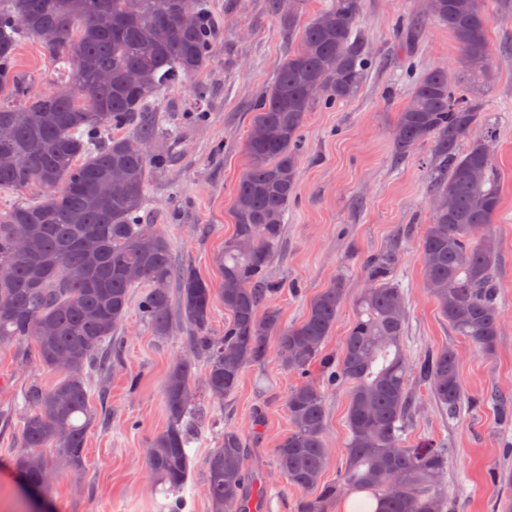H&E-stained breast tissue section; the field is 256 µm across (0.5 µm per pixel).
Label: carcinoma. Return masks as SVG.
<instances>
[{
	"instance_id": "1",
	"label": "carcinoma",
	"mask_w": 512,
	"mask_h": 512,
	"mask_svg": "<svg viewBox=\"0 0 512 512\" xmlns=\"http://www.w3.org/2000/svg\"><path fill=\"white\" fill-rule=\"evenodd\" d=\"M303 0H271L281 25L292 31ZM441 0L429 18L448 28L458 49L462 79L434 68L416 80L398 113L392 146L407 159L430 144L429 194L452 206L430 210L418 252L424 285L448 328L482 355L495 352L501 320L496 267L489 233L500 206L492 145L497 117L471 87L491 73L483 0ZM0 0V87L13 104L0 103V189L44 191L36 204L0 210V345L30 340L44 366L61 374L49 389L28 394L31 412L22 428L20 475L43 494L54 468L82 467L85 439L95 421L90 376L102 374L112 336L143 288L138 308L160 338L182 322L192 348L206 359L203 392L212 404L238 386L244 369L265 360L268 340L283 370L303 377L286 398L291 429L274 448L288 484L305 493L297 512H333L352 494L376 503L375 512H448V449L432 439L403 440L414 406L411 376L429 389L448 419L468 404L454 348L418 363L408 356L407 301L397 280L400 248L366 256V287L331 381L350 386L348 440L336 480L321 482L329 465L324 394L306 380L310 368L330 366L323 346L344 297L345 281L315 296L303 317L282 323L269 304L279 285L268 269L284 234L288 203L296 194L302 135L309 112L353 98L371 68L355 23L363 0H329L303 26L297 47L274 83L255 104L251 129L267 127L264 141L247 136L248 165L236 188L234 232L224 242L215 289L192 268L174 269L171 244L145 223L149 172L166 157L146 144L162 116V91L185 84L209 65L215 28L204 0ZM35 39L70 79L41 92L14 70L16 47ZM108 74L110 80L102 79ZM249 241L242 249L238 241ZM178 282L173 299L172 282ZM229 319L224 335H209L215 300ZM64 353L69 362L57 363ZM199 402L191 365L173 366L163 388L167 426L150 444L148 467L162 486L168 512H183L181 495L197 434ZM54 448L52 461L41 452ZM211 512H251L263 489L250 483L241 432L228 427L205 462Z\"/></svg>"
}]
</instances>
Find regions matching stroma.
I'll return each mask as SVG.
<instances>
[{"label": "stroma", "mask_w": 512, "mask_h": 512, "mask_svg": "<svg viewBox=\"0 0 512 512\" xmlns=\"http://www.w3.org/2000/svg\"><path fill=\"white\" fill-rule=\"evenodd\" d=\"M218 23L209 68L196 77L205 87L195 99L191 86L160 97L157 108L174 139L158 136L148 151L168 160L146 185L145 220L159 225L170 241L175 267L193 268L220 287L218 259L234 230L237 181L248 164L245 142L254 117L252 106L274 82L294 41L268 9V0H208ZM492 22L489 43L493 67L480 94L487 111L498 118L492 150L499 172L501 207L492 233L499 242L497 282L501 326L493 355L477 353L453 335L424 286L418 245L429 217L428 145L399 160L391 137L411 86L399 78L406 54L418 72L454 64L458 50L447 29L424 17L425 0H364L356 28L373 67L349 101L310 112L303 134L296 197L288 204L285 233L268 271L279 284L272 304L283 323L298 321L310 300L343 277L346 284L336 325L328 337L327 356L340 357L354 319V300L364 288L361 260L399 246V279L409 310L406 345L411 358L445 347L456 349L459 371L470 406L449 420L420 382H412L415 414L409 441L436 440L447 448L450 512H501L512 490L500 481L512 473V14L501 0H486ZM417 18L411 49H402L392 29L397 16ZM17 68L29 76L33 90L58 81L61 71L39 44L21 43ZM205 116L195 120L193 109ZM191 331L177 325L161 339L130 307L118 332V356L104 385H93L96 419L86 435L79 473L59 469L47 497L56 512H162L165 496L156 489L147 464L153 437L167 423L162 389L171 367L191 360L202 378L205 360L189 344ZM57 373L38 359L33 342L0 346V512H29L16 477L21 431L29 411L31 387H48ZM309 379L325 395L326 441L331 451L325 481L335 480L348 439L349 388L323 381L320 366ZM297 376L284 371L275 355L245 368L237 389L203 419L190 446V475L183 495L185 512H210L205 490V460L227 427L242 430L245 467L266 488L261 512H296L301 493L276 467L274 448L290 428L288 391Z\"/></svg>", "instance_id": "1"}]
</instances>
